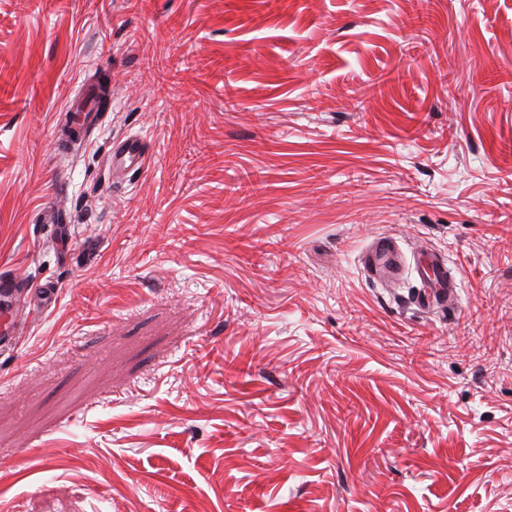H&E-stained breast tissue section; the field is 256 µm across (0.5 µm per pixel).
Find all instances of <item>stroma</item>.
I'll use <instances>...</instances> for the list:
<instances>
[{
	"label": "stroma",
	"mask_w": 512,
	"mask_h": 512,
	"mask_svg": "<svg viewBox=\"0 0 512 512\" xmlns=\"http://www.w3.org/2000/svg\"><path fill=\"white\" fill-rule=\"evenodd\" d=\"M1 275L0 512H512V0H0ZM100 79L85 78L67 104L69 120L62 130H53L52 140L58 153L70 147L83 146L101 119ZM147 145L138 136H127L112 141L108 155V169L111 176H127L144 166ZM364 274L373 280H395L410 274L417 283L414 303L422 308H438L454 300L456 279L448 271V261L427 252L408 259L398 240L389 235L376 237L360 258ZM58 288L53 282L21 283L11 277H0V350L13 348L23 334L21 310L31 303L48 307L55 304Z\"/></svg>",
	"instance_id": "1"
}]
</instances>
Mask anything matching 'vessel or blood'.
<instances>
[{"mask_svg":"<svg viewBox=\"0 0 512 512\" xmlns=\"http://www.w3.org/2000/svg\"><path fill=\"white\" fill-rule=\"evenodd\" d=\"M100 80L83 79L75 96L68 103L69 120L65 128L54 131L53 144L58 152L84 145L101 119ZM147 155L145 141L137 136L113 140L108 155L112 176H125L139 171ZM364 274L374 280H395L412 275L417 283L414 302L422 308H438L453 301L457 282L448 271L447 260L438 253L428 252L407 257L396 238L376 237L360 258ZM58 289L53 282L22 283L7 276L0 277V350L13 348L23 333L21 310L36 304H55Z\"/></svg>","mask_w":512,"mask_h":512,"instance_id":"b4317fda","label":"vessel or blood"}]
</instances>
